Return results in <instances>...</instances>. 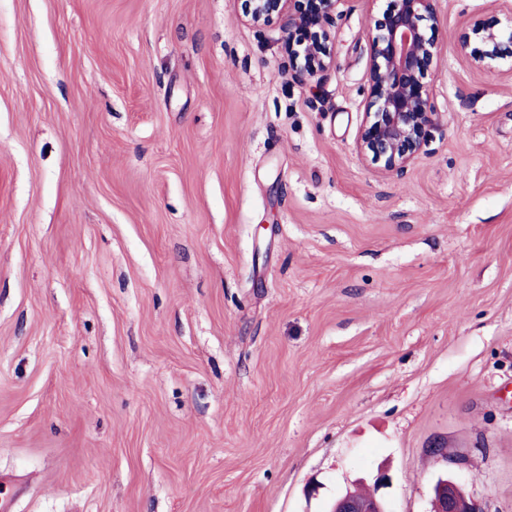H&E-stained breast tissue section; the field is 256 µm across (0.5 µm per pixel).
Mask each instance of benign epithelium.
Here are the masks:
<instances>
[{
	"label": "benign epithelium",
	"mask_w": 512,
	"mask_h": 512,
	"mask_svg": "<svg viewBox=\"0 0 512 512\" xmlns=\"http://www.w3.org/2000/svg\"><path fill=\"white\" fill-rule=\"evenodd\" d=\"M343 0H243V17L261 27L273 18L282 21V42L292 70L305 83L334 60L329 26ZM438 0H391L369 29L370 72L366 111L358 128V154L383 173H398L427 146L436 127L434 106L426 79L438 50L427 30L436 29ZM505 26L495 29L473 22L461 35V46L474 39L483 45L471 57L477 69L512 73V4L494 0ZM431 512H486L482 502L457 482L439 479L431 487ZM332 512H390L373 494L359 498L348 490Z\"/></svg>",
	"instance_id": "7a95c632"
}]
</instances>
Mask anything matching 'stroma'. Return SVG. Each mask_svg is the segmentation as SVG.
<instances>
[{"instance_id":"1","label":"stroma","mask_w":512,"mask_h":512,"mask_svg":"<svg viewBox=\"0 0 512 512\" xmlns=\"http://www.w3.org/2000/svg\"><path fill=\"white\" fill-rule=\"evenodd\" d=\"M288 66L242 0H0V478L12 512H329L439 478L512 512V74L438 0V127L356 152L368 30ZM448 450L447 463L429 454ZM355 492L356 494L347 490L336 498L332 512H390L384 500L376 494L370 496L369 491L363 490H355Z\"/></svg>"}]
</instances>
